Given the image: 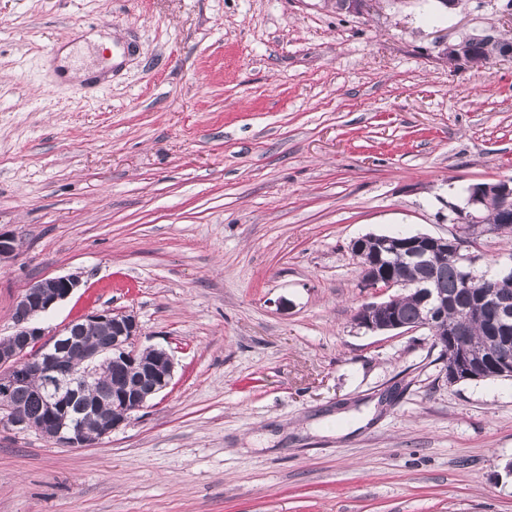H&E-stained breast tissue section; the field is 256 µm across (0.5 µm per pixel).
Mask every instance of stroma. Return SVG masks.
<instances>
[{"instance_id": "35a3bbf8", "label": "stroma", "mask_w": 512, "mask_h": 512, "mask_svg": "<svg viewBox=\"0 0 512 512\" xmlns=\"http://www.w3.org/2000/svg\"><path fill=\"white\" fill-rule=\"evenodd\" d=\"M506 0H0V338L24 288L80 286L170 386L66 448L0 424V512H512V379L446 381L353 240L449 235L512 179ZM476 50H483L490 55L491 58L512 56V44L500 43L491 36L472 37L455 44H445L441 53L443 60L448 65H456L460 63L466 53H472ZM485 52H477L465 60L466 64H473L477 67L484 66L489 62V58Z\"/></svg>"}]
</instances>
